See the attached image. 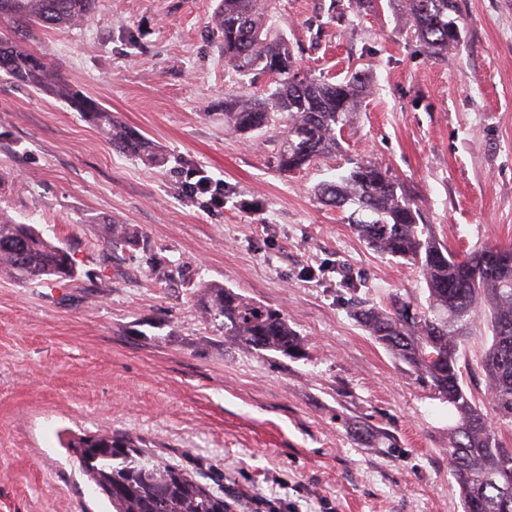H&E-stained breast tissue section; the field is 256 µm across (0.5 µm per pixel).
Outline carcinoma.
Returning <instances> with one entry per match:
<instances>
[{
  "label": "carcinoma",
  "mask_w": 512,
  "mask_h": 512,
  "mask_svg": "<svg viewBox=\"0 0 512 512\" xmlns=\"http://www.w3.org/2000/svg\"><path fill=\"white\" fill-rule=\"evenodd\" d=\"M271 0H220L217 32L224 61L235 72L266 77L272 87L255 101L224 103V125L238 134L259 132L287 118L277 153L283 172L301 170L336 153L346 118L354 109L358 79L329 82L299 76L288 40L276 33ZM93 0H0V74L33 91L66 99L111 136L116 151L155 160L149 140L133 135L95 100L69 90L51 64L19 48L30 28L83 21ZM415 34L442 51L459 41L448 27L455 0H402ZM318 196L329 205L353 207L349 220L379 253L416 267L426 284L427 306L393 294L383 308L358 312L370 334L430 383L457 413L449 456L464 512H512V448L487 424L476 396L463 381L460 359L469 339L486 328L492 340L481 363L490 403L499 419L512 423V251L485 246L460 256L439 242L423 213L400 182L371 160H359L345 174L322 183ZM115 244H133L138 231L108 225ZM0 272L25 282L72 279L70 252L45 238L32 224L0 213ZM196 309L224 333V340L247 350L288 357L301 350L297 333L280 311L251 301L221 285L203 284ZM83 469L115 512H229L224 491L200 482L185 468L161 460L142 439L119 431L85 435L71 443Z\"/></svg>",
  "instance_id": "cac0c4a2"
}]
</instances>
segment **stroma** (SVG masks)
Here are the masks:
<instances>
[{
	"mask_svg": "<svg viewBox=\"0 0 512 512\" xmlns=\"http://www.w3.org/2000/svg\"><path fill=\"white\" fill-rule=\"evenodd\" d=\"M219 0H95L24 46L148 138L118 153L50 93L0 80V210L74 257L70 280L0 272V512H113L66 443L98 430L222 486L230 512H463L448 464L456 417L379 344L357 305L425 299L418 269L368 247L319 184L387 167L458 254L512 245V0H457L459 42L432 53L399 0H276L302 73L365 81L342 150L281 172L280 129L241 137L224 103L261 96L224 64ZM224 182L208 213L178 173ZM137 229L115 245L105 227ZM203 282L281 311L296 357L226 342Z\"/></svg>",
	"mask_w": 512,
	"mask_h": 512,
	"instance_id": "stroma-1",
	"label": "stroma"
}]
</instances>
